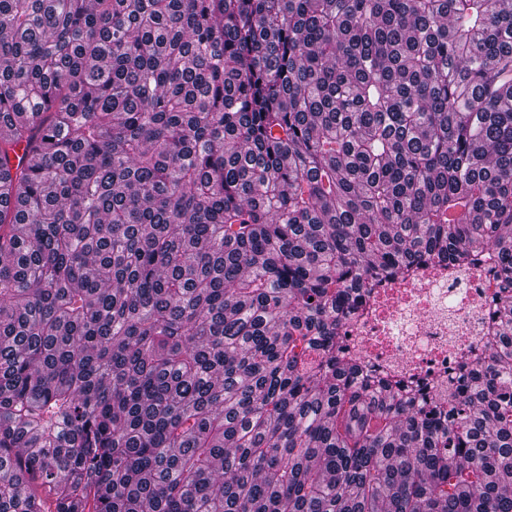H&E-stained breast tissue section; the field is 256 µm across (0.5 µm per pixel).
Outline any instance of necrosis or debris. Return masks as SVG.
I'll use <instances>...</instances> for the list:
<instances>
[{
    "label": "necrosis or debris",
    "mask_w": 512,
    "mask_h": 512,
    "mask_svg": "<svg viewBox=\"0 0 512 512\" xmlns=\"http://www.w3.org/2000/svg\"><path fill=\"white\" fill-rule=\"evenodd\" d=\"M497 288L489 269L428 268L377 289L368 317L348 329L351 342L366 363L412 380L446 373L482 343Z\"/></svg>",
    "instance_id": "obj_1"
}]
</instances>
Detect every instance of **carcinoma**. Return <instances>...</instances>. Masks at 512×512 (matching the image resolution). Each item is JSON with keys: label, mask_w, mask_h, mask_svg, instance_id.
Masks as SVG:
<instances>
[{"label": "carcinoma", "mask_w": 512, "mask_h": 512, "mask_svg": "<svg viewBox=\"0 0 512 512\" xmlns=\"http://www.w3.org/2000/svg\"><path fill=\"white\" fill-rule=\"evenodd\" d=\"M0 512H512V0H0ZM490 263L447 387L342 336Z\"/></svg>", "instance_id": "obj_1"}]
</instances>
